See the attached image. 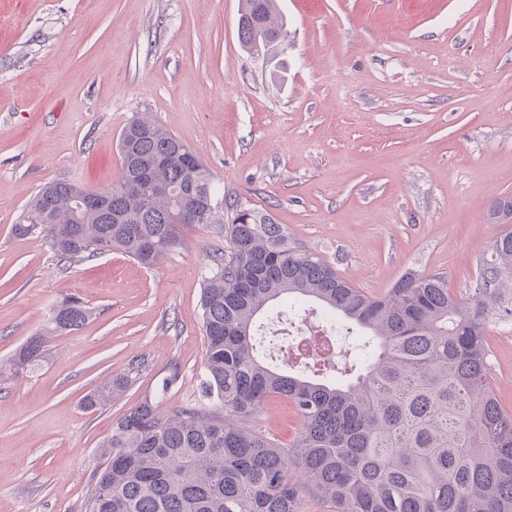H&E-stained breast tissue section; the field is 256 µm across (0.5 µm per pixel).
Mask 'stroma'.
Listing matches in <instances>:
<instances>
[{
  "mask_svg": "<svg viewBox=\"0 0 512 512\" xmlns=\"http://www.w3.org/2000/svg\"><path fill=\"white\" fill-rule=\"evenodd\" d=\"M240 0H0V512H84L113 422L156 395L203 396L200 298L227 252L226 201L267 211L369 295L406 272L447 276L466 299L512 198V0H278L288 38L251 55ZM133 117L169 130L209 168L221 203L146 267L112 252L60 266L11 233L46 183L103 191ZM79 297V329L48 337L34 370L9 360L50 309ZM512 276L489 301L492 386L512 409ZM122 396L81 398L130 360ZM177 380L169 388L161 381ZM259 429L290 447L292 405Z\"/></svg>",
  "mask_w": 512,
  "mask_h": 512,
  "instance_id": "obj_1",
  "label": "stroma"
}]
</instances>
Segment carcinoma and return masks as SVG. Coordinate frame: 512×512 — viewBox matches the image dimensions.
I'll list each match as a JSON object with an SVG mask.
<instances>
[{
	"label": "carcinoma",
	"mask_w": 512,
	"mask_h": 512,
	"mask_svg": "<svg viewBox=\"0 0 512 512\" xmlns=\"http://www.w3.org/2000/svg\"><path fill=\"white\" fill-rule=\"evenodd\" d=\"M286 33L277 0H241L238 39L247 52L267 54ZM119 152L120 177L102 191L106 208L72 209L82 187L53 181L12 234L42 239L63 263L117 250L150 266L174 251L192 226L183 212L214 199L211 172L145 118L123 129ZM134 182L136 191L128 189ZM156 183L169 196L154 193ZM231 208L229 251L211 258L201 295L203 389L221 411H162L144 397L112 424L108 462L84 512H301L306 494L333 512H512V411L494 394L484 336L487 300L512 270V231L496 239L465 304L445 275L411 271L368 296L269 214ZM308 301L360 333L317 379L270 366L263 351L270 325ZM90 316L75 296L58 302L11 366L34 369L45 335L76 330ZM143 365L131 361L83 407L121 395ZM273 396L289 400L302 421L289 448L256 426Z\"/></svg>",
	"instance_id": "cac0c4a2"
}]
</instances>
